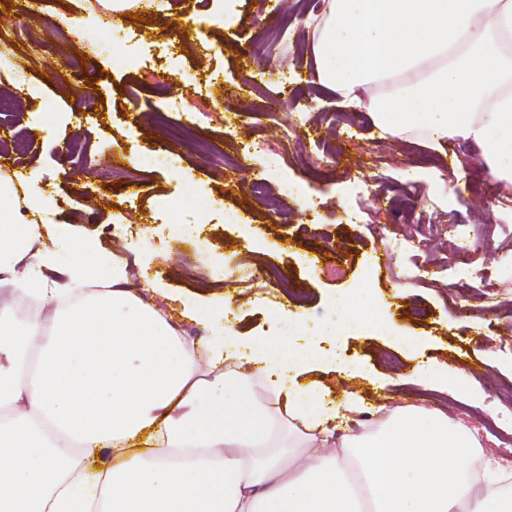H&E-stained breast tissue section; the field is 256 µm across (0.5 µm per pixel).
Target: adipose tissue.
<instances>
[{"instance_id": "adipose-tissue-1", "label": "adipose tissue", "mask_w": 512, "mask_h": 512, "mask_svg": "<svg viewBox=\"0 0 512 512\" xmlns=\"http://www.w3.org/2000/svg\"><path fill=\"white\" fill-rule=\"evenodd\" d=\"M307 26L313 82L384 138L474 143L512 181V0H327ZM11 207L1 189L0 512H512L501 467L471 475L463 425L385 399L338 435L296 379L307 346L232 350L230 296L210 341H186L111 252L59 262Z\"/></svg>"}]
</instances>
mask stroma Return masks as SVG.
I'll return each instance as SVG.
<instances>
[{
    "label": "stroma",
    "instance_id": "1",
    "mask_svg": "<svg viewBox=\"0 0 512 512\" xmlns=\"http://www.w3.org/2000/svg\"><path fill=\"white\" fill-rule=\"evenodd\" d=\"M113 0H42L27 14L25 27L5 60L0 61V95L15 101L7 120L23 131L21 142L6 146L10 161L51 199L43 220L58 230L56 239L41 237L60 257H67L72 240L102 244L128 265L130 285L150 299L149 280H159L168 293L164 305L171 321L194 328L181 311L185 299L197 295H232L236 302L239 336L271 338L278 322L292 323L299 343L314 341L316 349H338L359 364L360 377L312 371L332 399L344 392L362 398L366 406L383 396L396 403H413L443 413L449 423L470 424L474 416H497L499 430L481 437L484 458L512 459V283L503 272L512 270V206L492 203L497 188L488 180L479 149L446 141L428 148L419 139L389 142L380 137L364 112L347 113L339 98L311 83L314 67L304 22L303 0H236L230 21L213 23L197 37L194 29L178 28L170 39L180 61L168 71L165 94L178 97L198 73H215L211 94L212 121L194 131V145L175 138L156 125L150 101L142 88L140 70L130 68L126 53L141 48L146 64H160L164 55V23L186 11L185 0H156L145 14L141 0H123L134 42L112 36L100 18ZM287 13V31L272 54L247 60L239 47L263 32L273 9ZM298 83L294 106L268 110L275 98L279 72ZM309 123L301 125L298 113ZM353 116L358 135L336 139V162L323 163V147L310 126L335 130ZM111 139L125 152L113 163L101 151ZM274 144L279 159L270 162L251 150L254 142ZM150 150L166 152L169 166L150 170L138 157ZM264 179L270 191L283 182L298 186L284 198L278 216H270L250 191L251 180ZM369 186L365 200L352 192L354 180ZM92 193L82 197V187ZM208 195L221 201L222 210L200 211L198 200ZM172 203L173 216L200 229L199 239L174 243L160 211ZM131 211L142 234L136 240L113 236L111 211ZM235 210L239 221H224L225 210ZM361 217L348 221L347 213ZM477 230L469 263L471 275L454 284L432 281L412 284L399 279L402 257L374 239L368 224L387 225L391 237L418 233L430 236L433 248L425 252L430 264L448 261V223ZM326 252L333 271L312 273L308 261ZM378 258L380 269L373 293L387 303V324L394 335L363 330L312 337L319 326L338 327L343 312L332 298L351 287L365 260ZM283 273L287 295L278 314L262 299L269 289L252 279L259 267ZM232 276H225V269ZM499 285L495 310L482 297L485 284ZM418 337L422 353L397 345L396 337ZM446 366L449 375L466 377L471 393L425 386L416 376L421 360Z\"/></svg>",
    "mask_w": 512,
    "mask_h": 512
}]
</instances>
